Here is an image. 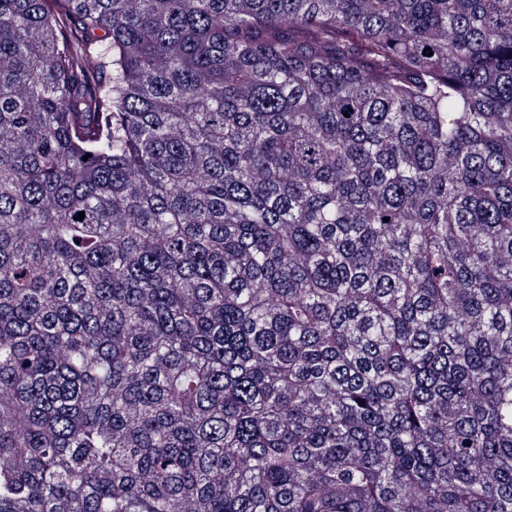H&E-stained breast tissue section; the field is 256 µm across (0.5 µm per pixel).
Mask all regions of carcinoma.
<instances>
[{
	"instance_id": "obj_1",
	"label": "carcinoma",
	"mask_w": 512,
	"mask_h": 512,
	"mask_svg": "<svg viewBox=\"0 0 512 512\" xmlns=\"http://www.w3.org/2000/svg\"><path fill=\"white\" fill-rule=\"evenodd\" d=\"M0 512H512V0H0Z\"/></svg>"
}]
</instances>
